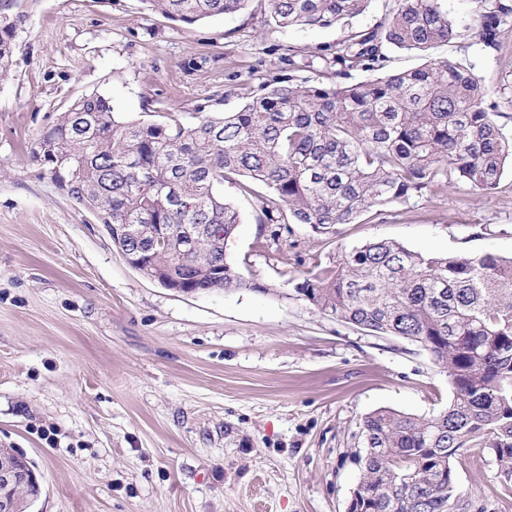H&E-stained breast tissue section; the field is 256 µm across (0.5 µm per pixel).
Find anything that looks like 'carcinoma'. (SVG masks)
<instances>
[{
    "label": "carcinoma",
    "instance_id": "cac0c4a2",
    "mask_svg": "<svg viewBox=\"0 0 512 512\" xmlns=\"http://www.w3.org/2000/svg\"><path fill=\"white\" fill-rule=\"evenodd\" d=\"M193 24L240 13L252 0H142ZM372 0H263L265 25L323 28L364 13ZM443 0H396L374 25L314 54L283 48L288 74L267 80L236 112L192 120H130L97 94L75 100L37 141L32 159L102 224H128L150 243L152 270L173 269L196 292L250 288L226 255L239 212L219 186H263L264 224L336 234L363 214L464 184L489 193L512 168V138L471 68L430 59L384 71L391 47L426 56L456 39ZM474 39L499 51L512 0H473ZM23 0H0V76L9 70ZM321 65L322 79L295 72ZM358 72L374 76L358 80ZM224 266L219 274L218 266ZM336 320L426 350L448 373L453 398L437 414L377 409L361 423L360 512H463L452 460L488 449L512 482V258L421 253L374 239L341 249L295 284Z\"/></svg>",
    "mask_w": 512,
    "mask_h": 512
}]
</instances>
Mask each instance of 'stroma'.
<instances>
[{
  "label": "stroma",
  "mask_w": 512,
  "mask_h": 512,
  "mask_svg": "<svg viewBox=\"0 0 512 512\" xmlns=\"http://www.w3.org/2000/svg\"><path fill=\"white\" fill-rule=\"evenodd\" d=\"M393 6L282 31L261 0L191 25L142 0L25 4L0 78V448L32 462V512H347L363 418L447 407L448 376L426 350L336 321L294 285L315 261L379 238L511 257V170L493 192H431L330 237L259 223L260 200L225 180L242 219L227 255L252 286L185 295L132 269L31 158L78 97L104 95L141 121L235 112L280 73L283 46L336 44ZM443 6L459 35L434 56L473 64L512 136V31L484 52L473 0ZM452 468L467 512H512L487 449H463Z\"/></svg>",
  "instance_id": "obj_1"
}]
</instances>
